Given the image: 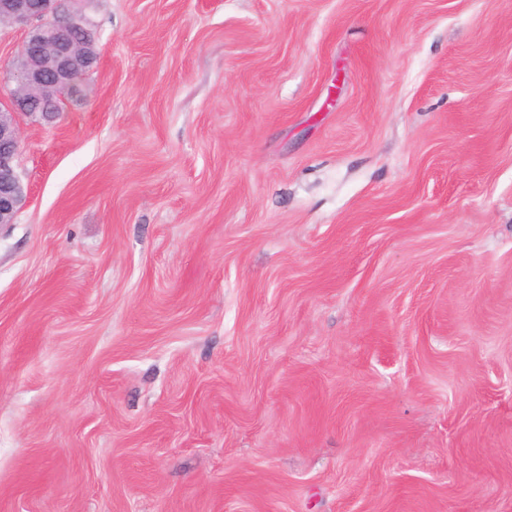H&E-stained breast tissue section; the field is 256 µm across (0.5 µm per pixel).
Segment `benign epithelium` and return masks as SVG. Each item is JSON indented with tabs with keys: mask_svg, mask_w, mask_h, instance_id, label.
Segmentation results:
<instances>
[{
	"mask_svg": "<svg viewBox=\"0 0 512 512\" xmlns=\"http://www.w3.org/2000/svg\"><path fill=\"white\" fill-rule=\"evenodd\" d=\"M73 0H0V26L23 25L27 33L7 70L14 92L0 101V224L13 223L28 185L17 170L23 116L38 104L50 121L76 81L97 63L94 23L69 7Z\"/></svg>",
	"mask_w": 512,
	"mask_h": 512,
	"instance_id": "benign-epithelium-1",
	"label": "benign epithelium"
}]
</instances>
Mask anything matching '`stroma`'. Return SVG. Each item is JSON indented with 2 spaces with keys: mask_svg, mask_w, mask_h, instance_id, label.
<instances>
[{
  "mask_svg": "<svg viewBox=\"0 0 512 512\" xmlns=\"http://www.w3.org/2000/svg\"><path fill=\"white\" fill-rule=\"evenodd\" d=\"M0 226V512H512V0H80Z\"/></svg>",
  "mask_w": 512,
  "mask_h": 512,
  "instance_id": "1",
  "label": "stroma"
}]
</instances>
